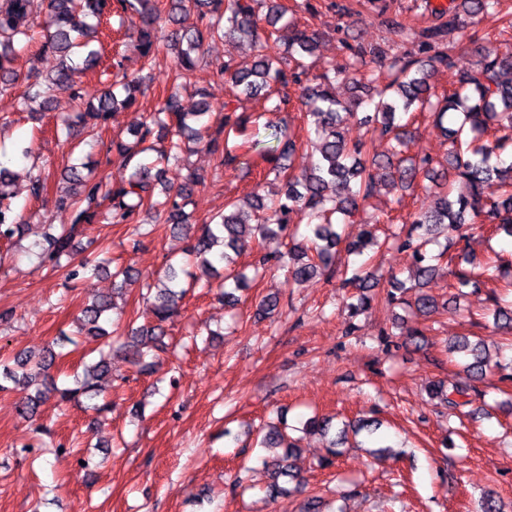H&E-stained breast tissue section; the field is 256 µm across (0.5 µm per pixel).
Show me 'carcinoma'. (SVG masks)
I'll return each mask as SVG.
<instances>
[{
	"instance_id": "cac0c4a2",
	"label": "carcinoma",
	"mask_w": 512,
	"mask_h": 512,
	"mask_svg": "<svg viewBox=\"0 0 512 512\" xmlns=\"http://www.w3.org/2000/svg\"><path fill=\"white\" fill-rule=\"evenodd\" d=\"M168 8L160 9L159 0H0V93L14 89L19 80L15 62L20 49L33 40L35 29L42 34L41 49L58 57L57 67L45 77L27 79L16 97L17 109L25 112H46L51 109L56 94L65 91L77 102L78 111L61 119L56 134L69 140L72 130L79 129L92 138L101 137L110 112L117 108L137 110L142 95L140 80L122 74L112 78L111 65L101 75L107 86L97 100L85 99L77 81L78 74L102 62L105 51V29L111 16L118 17L117 31L124 32L127 46L146 60L161 54L172 58L170 87L159 107L147 112L137 127L128 132L129 138H114L110 149L121 158L118 173L99 177L95 168L87 167L82 176L75 167L63 169L65 189L56 191L57 209L69 214L66 224H45L41 239L32 244L42 267H60L64 257L75 254V238L83 224L96 223L101 208H106V219L112 224H133L134 232L141 234L138 217L145 213L155 224H168L174 233L190 238L187 259L204 270L217 271L216 264L224 265V278L219 287L224 289V301L238 302L235 291L263 277L266 270H282L289 279L306 281L320 275L330 279L335 274L333 249L346 234L351 217L361 203L370 198L381 181L402 192L431 188L438 189L434 206L407 213L403 223L409 225L406 233L394 236V243L412 253L413 277L423 286L433 279L445 252L431 257L428 246L431 235L438 231L448 238H465V227L485 218L495 230L512 237V159L503 156L512 145V56L501 58L489 48L477 44L464 30L485 19L500 20V0H453L448 8V20L438 26L417 29L395 18L386 23L399 28L419 43V55L396 56L386 66L365 70L366 58L383 56L384 51L362 40L344 36L341 46L347 58L343 67L328 66L312 73L308 59L315 56L318 30L306 23L302 26L286 19L288 12H304L316 17L311 0H301L290 10L280 0H263L267 11L256 13L252 0H167ZM195 16L194 33L181 29V18ZM456 35L455 45L475 53L477 63L470 70L453 74L452 88L439 93L430 84L432 73L451 69L452 62L445 49L446 36ZM247 39L255 51L251 69L236 67L228 54L217 64L216 71L224 76L234 90L233 98L224 102L222 125L209 133L210 106L200 102L198 109L184 108L181 92L191 84L195 71L207 64L203 45L207 41L222 40L232 46ZM345 77L355 90L352 99L336 97L335 84ZM295 85L305 99V141L313 144L317 159L312 168L298 175L281 163L283 154L297 147L298 138L278 114L288 111L290 99L286 89ZM240 95H262L271 105L257 114L254 121L265 119L266 136L283 144L280 155L271 146L263 145L260 132L248 131L249 118L236 114L233 100ZM372 108L363 122L369 137L348 142L341 129L348 119L357 115L363 106ZM432 118L440 124L448 112L462 116L459 124L448 129L451 151L445 162L428 156L417 160L403 156L405 131L398 122L400 114L410 111ZM493 134V140L478 143L483 136ZM386 137L390 147L385 152L374 148L375 138ZM202 145L211 153L227 157L233 162V151L245 148L259 152V157L272 166L262 171L263 178L274 176L282 182L275 198L265 200L256 194L243 198H229L224 212L211 218L198 229L188 223L185 212L193 187L205 184L206 177L193 172L182 187L172 190L162 180L163 165L178 164L185 152ZM6 153L0 150V239L10 241L24 232L22 215L12 206L14 192L9 189L10 169ZM498 182L499 195L486 194L488 184ZM309 216L310 236L305 242L295 243L282 252L264 254L247 273L248 267L237 266V258L253 242L271 244L285 237H294L293 225ZM373 247V254L352 269L345 282L359 290L371 287L372 275L366 270L378 253L389 246L379 240L372 224L358 225L355 239L349 242V252L361 257L364 247ZM101 259L96 263L85 258L70 271L72 279L96 275L104 270ZM448 275L455 280L454 287L477 288L493 279L489 268L481 271L453 264L447 260ZM185 284L178 281L174 266L164 275L143 282L154 292L152 310L155 324L139 326L128 331L123 348L130 361L146 371L145 348L165 346L164 324L179 311V302L196 282V275L185 272ZM403 289L398 281L382 295L357 296V302L348 305L351 315L366 310L372 301L382 300L392 305L397 301L396 291ZM114 306L111 295H94L77 318L78 333L84 336L105 337L104 324L110 320ZM416 312L428 316L437 308L429 294L416 295ZM451 354L471 358L465 365L468 381L445 385L439 382L429 387V393L440 397L450 411H459L470 404L476 383L483 381L493 368L483 356L480 344L468 337H457L448 345ZM59 354L49 349L34 360L26 353L13 357V364L0 361V390L11 382L34 391L21 398L19 412L30 419L55 392L61 403L83 397L90 401L88 408L102 412L109 403L99 404L102 394L99 382L109 373L105 358L83 364L82 371L74 372L73 386L58 388L48 383V371ZM288 451L267 463L273 478L272 491L281 490L279 479L286 477L296 488L304 484L290 462L294 443Z\"/></svg>"
}]
</instances>
